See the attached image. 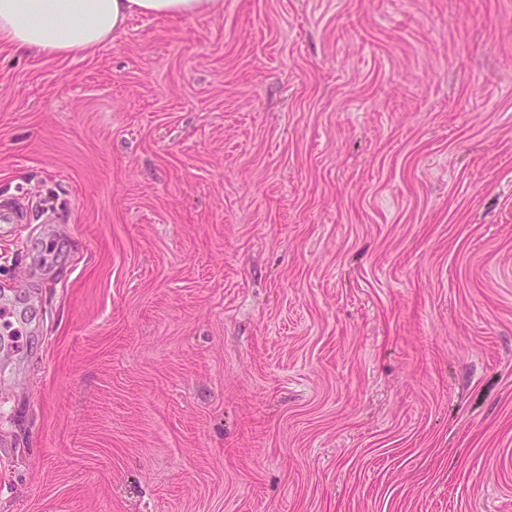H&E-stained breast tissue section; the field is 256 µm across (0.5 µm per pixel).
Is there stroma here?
I'll list each match as a JSON object with an SVG mask.
<instances>
[{
  "instance_id": "stroma-1",
  "label": "stroma",
  "mask_w": 512,
  "mask_h": 512,
  "mask_svg": "<svg viewBox=\"0 0 512 512\" xmlns=\"http://www.w3.org/2000/svg\"><path fill=\"white\" fill-rule=\"evenodd\" d=\"M0 512H512V0H222L0 46Z\"/></svg>"
}]
</instances>
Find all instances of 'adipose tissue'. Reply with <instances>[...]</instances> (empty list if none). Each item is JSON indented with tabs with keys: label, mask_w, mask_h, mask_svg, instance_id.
<instances>
[{
	"label": "adipose tissue",
	"mask_w": 512,
	"mask_h": 512,
	"mask_svg": "<svg viewBox=\"0 0 512 512\" xmlns=\"http://www.w3.org/2000/svg\"><path fill=\"white\" fill-rule=\"evenodd\" d=\"M219 0H0V42L28 56H69L113 40L134 14L191 18Z\"/></svg>",
	"instance_id": "ef3b65f1"
}]
</instances>
